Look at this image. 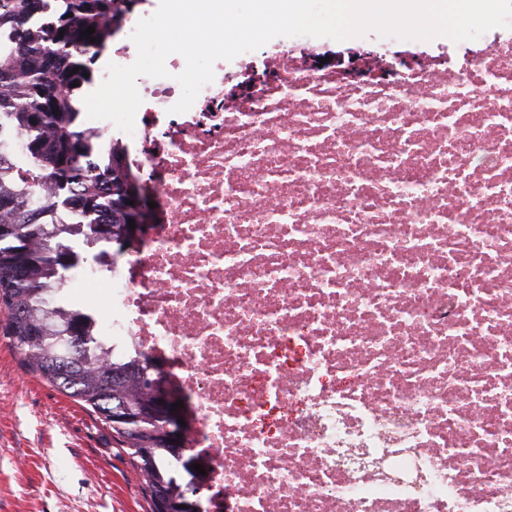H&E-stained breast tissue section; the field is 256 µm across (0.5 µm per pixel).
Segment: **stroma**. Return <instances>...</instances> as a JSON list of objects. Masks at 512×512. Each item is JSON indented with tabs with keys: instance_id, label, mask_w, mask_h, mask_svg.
<instances>
[{
	"instance_id": "stroma-1",
	"label": "stroma",
	"mask_w": 512,
	"mask_h": 512,
	"mask_svg": "<svg viewBox=\"0 0 512 512\" xmlns=\"http://www.w3.org/2000/svg\"><path fill=\"white\" fill-rule=\"evenodd\" d=\"M0 307V512H147L108 426L23 368Z\"/></svg>"
}]
</instances>
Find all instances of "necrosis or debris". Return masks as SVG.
Returning <instances> with one entry per match:
<instances>
[{
  "instance_id": "necrosis-or-debris-1",
  "label": "necrosis or debris",
  "mask_w": 512,
  "mask_h": 512,
  "mask_svg": "<svg viewBox=\"0 0 512 512\" xmlns=\"http://www.w3.org/2000/svg\"><path fill=\"white\" fill-rule=\"evenodd\" d=\"M125 13L111 60L137 51ZM140 77L158 220L68 281L187 396L229 512H512V28Z\"/></svg>"
}]
</instances>
